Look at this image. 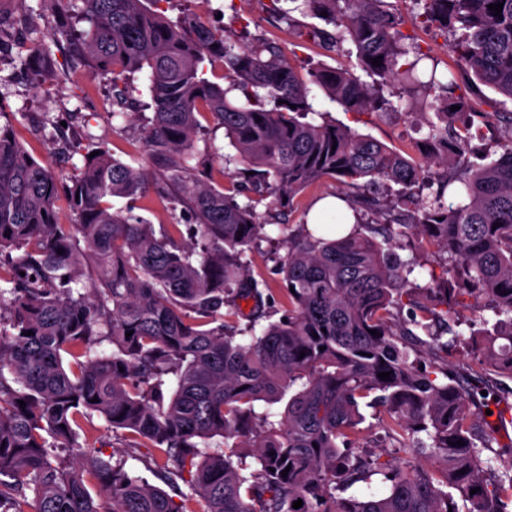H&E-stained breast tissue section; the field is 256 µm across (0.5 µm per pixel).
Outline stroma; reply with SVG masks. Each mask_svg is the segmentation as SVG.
Returning <instances> with one entry per match:
<instances>
[{
  "instance_id": "35a3bbf8",
  "label": "stroma",
  "mask_w": 512,
  "mask_h": 512,
  "mask_svg": "<svg viewBox=\"0 0 512 512\" xmlns=\"http://www.w3.org/2000/svg\"><path fill=\"white\" fill-rule=\"evenodd\" d=\"M388 3L400 17L402 32L428 53L438 71H457L458 61L445 33L424 21L422 5L415 0ZM163 9L170 20L196 14L218 28L231 25L233 14H240L248 20L251 35L274 40L296 68L345 66L354 69L360 82H374L373 77L357 69L350 43H343L340 51L328 52L301 39L300 30L314 25L315 19L290 10L288 0H166ZM0 15L14 22L17 35L31 40L55 33L67 23L66 16L49 0H0ZM51 63L58 69L69 68L70 81H35L17 54L0 53V111L13 121L25 144L33 148L36 159L57 172H70V164L62 162L52 143L53 135L61 128L71 140L84 144L105 142L115 157L128 159L137 168L149 167L147 154L136 148L144 135L142 116L113 117L111 87L87 67L71 66L65 40L52 43ZM394 92L396 108L391 112L357 115L342 111L332 102L326 103L325 108L337 124L369 135L403 155L418 157L419 142L428 137L439 117L421 91L399 84ZM93 439L102 457L127 456L129 466L140 477L157 484L156 467L147 449L129 448L124 434L111 430L102 421L97 422Z\"/></svg>"
}]
</instances>
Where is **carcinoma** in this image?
<instances>
[{
  "mask_svg": "<svg viewBox=\"0 0 512 512\" xmlns=\"http://www.w3.org/2000/svg\"><path fill=\"white\" fill-rule=\"evenodd\" d=\"M81 2L89 30L60 34L72 41V62L112 75L114 117L127 116L128 75L144 73L153 115L142 148L153 170L98 142L72 146L83 165L60 175L31 156L11 121L0 123V512H188L196 495L204 512H512V458L485 456L505 419L506 383L483 376L512 380V112L495 158L457 168L466 132L490 114L454 96L455 80L418 68L421 50L404 59L407 36L385 0H290L338 28L302 36L330 50L352 43L379 77L371 87L348 69L315 66L303 79L276 42L242 45L236 30L194 16L174 23L157 9L163 0ZM498 3L496 15L488 5ZM423 4L427 21L451 35L465 75L512 99V0ZM50 55L36 40L21 63L42 69ZM207 63L222 68L227 87L206 77ZM400 82L432 93L442 122L423 167L325 120L313 94L373 114L394 108L384 90ZM203 119L236 150L221 184L197 149ZM432 166L442 173L424 199ZM324 177L343 179L355 214L385 225L332 239L301 225L281 239L285 255L269 257L275 293L251 272L252 252L273 242L275 217L261 219L257 206L285 208ZM363 179L399 189L369 196ZM151 192L169 201L173 223L133 214ZM62 198L71 224L58 221ZM114 198L126 206L114 208ZM394 224L448 254L463 287L442 306L433 298L448 289L411 281L416 262L377 240ZM478 299L492 312L471 333L483 373L462 374L448 363L463 324L455 309ZM405 307L408 317L395 318ZM105 341L109 355L98 351ZM257 402L282 411L258 412ZM364 406L375 422L365 424ZM473 406L496 419H473ZM96 419L161 460L166 488L123 456L92 451ZM379 430L395 441L392 462L368 450ZM216 436L226 443L213 448ZM376 475L388 482L383 494L344 495Z\"/></svg>",
  "mask_w": 512,
  "mask_h": 512,
  "instance_id": "carcinoma-1",
  "label": "carcinoma"
}]
</instances>
